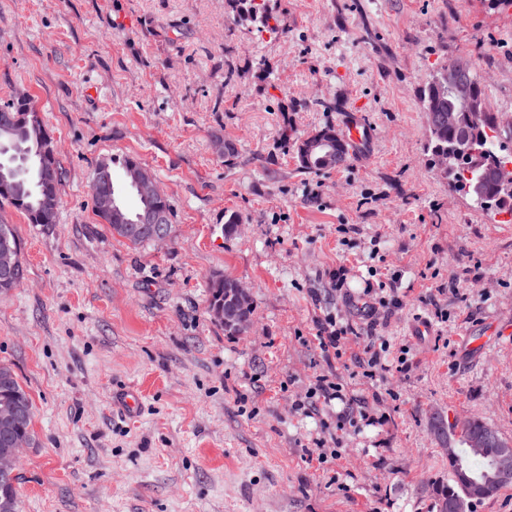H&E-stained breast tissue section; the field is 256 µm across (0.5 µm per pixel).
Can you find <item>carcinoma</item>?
Instances as JSON below:
<instances>
[{"label": "carcinoma", "mask_w": 512, "mask_h": 512, "mask_svg": "<svg viewBox=\"0 0 512 512\" xmlns=\"http://www.w3.org/2000/svg\"><path fill=\"white\" fill-rule=\"evenodd\" d=\"M233 9L239 19L249 22L258 20L267 21V16L260 12L254 0H234ZM424 107L436 112L448 111V93L440 90L436 83H427L423 91ZM12 114L9 129L0 128V202L6 203L20 211L30 224H43L45 226L57 221L60 200L56 199L51 187L60 178V166L56 156L35 155L40 146L38 134L44 129L42 122L37 120L38 112L33 103H20L10 101L0 107ZM497 117L486 112L483 118L470 133L467 140H462L461 130L450 129L447 125H440L430 130L429 148L436 151L452 145H460L466 150L477 152L485 151L493 155H500L496 141ZM316 134L331 144L335 156L326 158L323 152L310 153L306 143L300 140L296 143V161L298 169L306 174H319L336 168V160L346 161L348 150L342 139L336 138V129L326 126ZM110 177L102 182H91L90 194L93 208H98L101 197H112L113 204L119 209L118 218L101 217L112 233L125 239L132 245H142L146 239L136 237L130 233L128 220L146 207L159 210L162 214H172L169 200H147L136 193L134 178L144 169V165L134 157H109ZM121 170L122 182H117L115 171ZM128 187L135 192L137 207L127 208L119 197L121 186ZM457 188L468 196L475 205H489L499 210L512 212V200L507 203L498 201L494 186L485 183L474 187L473 181L461 178ZM13 248L21 251V242L10 225L0 224V249ZM24 278L23 263L8 274L0 272V293H7L15 288ZM233 278L222 274L212 276L208 283L209 312L224 307L228 301L227 290L232 286ZM6 407H18L24 414V420L15 428L27 438H32L31 422L33 407L32 401L21 386L13 370L5 365L0 366V412ZM487 424L474 419L463 434L461 442L464 447L456 449L455 456L448 459V483L434 485L428 489L432 499V512H448V501L465 496V485L461 476L466 474L474 479L483 480L492 473V467L499 457L500 448L490 443L484 450L475 454L471 451L470 440L479 435ZM17 489L15 480L0 479V512H17Z\"/></svg>", "instance_id": "carcinoma-1"}]
</instances>
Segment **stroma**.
Masks as SVG:
<instances>
[{
  "label": "stroma",
  "instance_id": "35a3bbf8",
  "mask_svg": "<svg viewBox=\"0 0 512 512\" xmlns=\"http://www.w3.org/2000/svg\"><path fill=\"white\" fill-rule=\"evenodd\" d=\"M264 6L266 29L228 0H0V105L29 93L61 168L56 224L0 206L25 268L0 294V365L34 411L19 512H430L422 488L461 445L437 419L512 440V341L465 342L512 329V212L449 187L422 101L467 57L512 154V0ZM353 120L364 151L298 171L296 141ZM113 155L155 175L169 244L131 246L96 216L91 174ZM216 274L252 294L242 335L208 312ZM370 282L398 291L376 333L409 348L407 373L362 377V341L334 359L315 340L328 315L365 325ZM320 375L385 423L340 432V403L296 411ZM124 387L143 391L136 414L112 401Z\"/></svg>",
  "mask_w": 512,
  "mask_h": 512
}]
</instances>
